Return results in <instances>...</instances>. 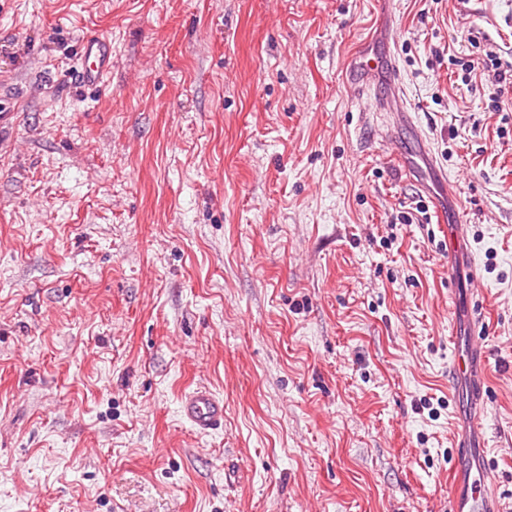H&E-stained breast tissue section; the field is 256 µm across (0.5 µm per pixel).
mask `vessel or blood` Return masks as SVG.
<instances>
[{"instance_id": "1", "label": "vessel or blood", "mask_w": 512, "mask_h": 512, "mask_svg": "<svg viewBox=\"0 0 512 512\" xmlns=\"http://www.w3.org/2000/svg\"><path fill=\"white\" fill-rule=\"evenodd\" d=\"M79 62L78 76L84 84L95 86L102 83L112 71L110 41L102 36L82 38ZM380 67L379 58L363 57L358 63L359 75L351 85L353 92L367 103L369 111H406L407 106L401 96L389 97L380 93L375 83ZM486 356L481 326L472 324L469 341L457 350L450 373L464 377L472 396L480 402L485 399L488 384ZM179 410L182 419L198 433L208 434L224 425V401L207 387L198 386L182 395ZM483 415V410L474 412L468 437L457 445L458 454L464 462L451 470L449 512H502L485 464L488 436Z\"/></svg>"}]
</instances>
